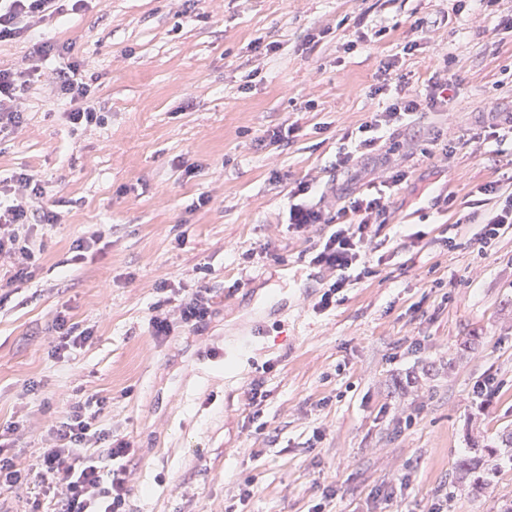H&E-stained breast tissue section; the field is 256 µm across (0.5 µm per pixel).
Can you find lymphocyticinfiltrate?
Instances as JSON below:
<instances>
[{
  "label": "lymphocytic infiltrate",
  "mask_w": 512,
  "mask_h": 512,
  "mask_svg": "<svg viewBox=\"0 0 512 512\" xmlns=\"http://www.w3.org/2000/svg\"><path fill=\"white\" fill-rule=\"evenodd\" d=\"M59 0H0V42L25 35L31 25L61 15ZM71 45L49 38L33 43L26 71L0 67V134L18 129L23 121L21 101L29 80L40 77L42 66L54 61L51 80L59 95L69 100L70 123L84 127L100 123L101 115L88 103L91 85L80 74L72 58ZM376 93L394 89L395 95L383 111L358 128L356 151H338L336 170L340 175L374 170L379 158L375 148L380 132L402 124L420 112L443 113L452 121L450 103L454 82L447 67H435L423 91L409 89L399 73L396 60L384 62ZM486 208L481 214L457 213L460 224L478 225L480 243L488 245L512 229V192L496 181L479 186ZM296 200L289 209V226L298 233L315 225L328 224L332 230L314 246L310 262L326 273L331 282L318 296L314 307L324 311L336 302L345 288L372 273L370 256L379 248L378 236L391 215L392 201L385 192L347 194L344 185L329 186L316 181H299L290 190ZM45 188L35 174L20 171L0 180V262L11 268L12 280L33 277L41 252L32 241L35 226L56 224L60 214L44 201ZM152 333L163 339L170 336L174 324L196 329L212 314L208 289L199 288L182 299L175 312L164 309L163 302L153 306ZM94 414L81 404L68 416L51 425L49 445L43 448L37 464L22 466L10 449L0 448V496L27 478L38 481L42 490L57 498L59 512H125L130 492L127 468L135 455L130 442L112 439L93 426Z\"/></svg>",
  "instance_id": "f902f5d3"
}]
</instances>
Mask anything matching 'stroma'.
Masks as SVG:
<instances>
[{"label":"stroma","mask_w":512,"mask_h":512,"mask_svg":"<svg viewBox=\"0 0 512 512\" xmlns=\"http://www.w3.org/2000/svg\"><path fill=\"white\" fill-rule=\"evenodd\" d=\"M455 3L85 0L0 44V66L18 70L35 40L71 44L104 115L74 127L43 76L23 126L0 140V180L35 174L62 215L33 231L35 277L0 269V427L25 423L19 462L94 396L106 401L98 428L136 450L126 512H429L443 497L448 512H498L512 500L509 463L480 496L458 483L472 434L497 448L512 432V232L481 247L477 225L433 204L444 191L455 209H479L481 184L512 177V138L477 137L480 113L512 107V31L479 0ZM420 18L439 26L406 52ZM391 58L416 90L447 61L455 122L426 113L386 131L408 178L380 232L384 260L318 311V235L289 230L288 191L335 181L338 150L355 147L348 132L391 101L374 91ZM290 125L288 142H269ZM443 143L456 148L447 162ZM104 224L111 234L72 262L73 242ZM201 286L213 296L206 324L156 339L154 303ZM63 309L94 335L59 359L51 326ZM258 323L264 334L241 344ZM488 376L499 392L486 404L473 387ZM259 378L260 434L246 404Z\"/></svg>","instance_id":"stroma-1"}]
</instances>
